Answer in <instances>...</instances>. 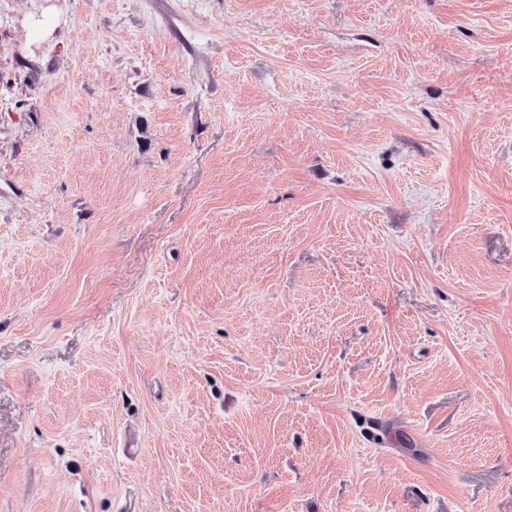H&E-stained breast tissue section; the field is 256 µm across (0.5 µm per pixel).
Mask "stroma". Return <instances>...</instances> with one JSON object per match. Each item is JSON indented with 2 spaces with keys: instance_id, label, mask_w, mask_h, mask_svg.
Wrapping results in <instances>:
<instances>
[{
  "instance_id": "stroma-1",
  "label": "stroma",
  "mask_w": 512,
  "mask_h": 512,
  "mask_svg": "<svg viewBox=\"0 0 512 512\" xmlns=\"http://www.w3.org/2000/svg\"><path fill=\"white\" fill-rule=\"evenodd\" d=\"M0 512H512V0H0Z\"/></svg>"
}]
</instances>
